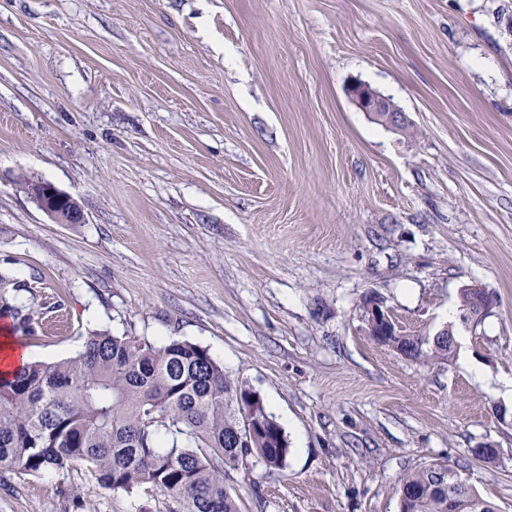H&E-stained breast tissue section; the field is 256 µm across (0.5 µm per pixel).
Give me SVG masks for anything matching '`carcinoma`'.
I'll list each match as a JSON object with an SVG mask.
<instances>
[{
	"mask_svg": "<svg viewBox=\"0 0 512 512\" xmlns=\"http://www.w3.org/2000/svg\"><path fill=\"white\" fill-rule=\"evenodd\" d=\"M390 347L414 359L455 355L443 338L402 334ZM237 432L244 442L234 448L229 439ZM288 452L257 393L189 341L157 345L95 332L74 357L27 363L0 377V470L36 476L78 468L106 488L158 490L175 504L169 512H241L228 472L251 459L277 471ZM446 475H460L459 466L432 463L405 474L400 512H497L467 482L466 498L448 501L439 486Z\"/></svg>",
	"mask_w": 512,
	"mask_h": 512,
	"instance_id": "obj_1",
	"label": "carcinoma"
}]
</instances>
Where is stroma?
Returning a JSON list of instances; mask_svg holds the SVG:
<instances>
[{"instance_id": "stroma-1", "label": "stroma", "mask_w": 512, "mask_h": 512, "mask_svg": "<svg viewBox=\"0 0 512 512\" xmlns=\"http://www.w3.org/2000/svg\"><path fill=\"white\" fill-rule=\"evenodd\" d=\"M0 275L32 361L95 331L186 340L256 391L289 453L229 474L242 512H399L434 461L512 512V0H0ZM471 281L496 304L463 327ZM372 295L402 334L453 325L454 358L373 342ZM164 500L0 471V512ZM347 93L356 106L373 120L396 131L403 127L401 132L411 133L409 126H405L410 123L405 113L369 85L352 83L348 87ZM35 187L31 200L57 224L85 223V214L79 201L61 191L49 181L29 180ZM42 186V190L40 187Z\"/></svg>"}]
</instances>
